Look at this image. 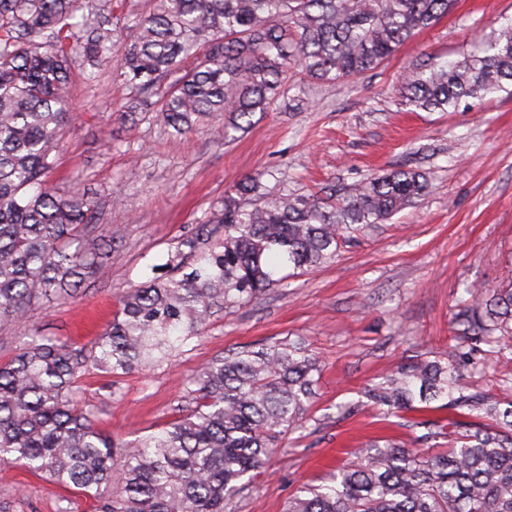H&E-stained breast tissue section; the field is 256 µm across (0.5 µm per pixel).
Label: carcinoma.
<instances>
[{
    "label": "carcinoma",
    "mask_w": 512,
    "mask_h": 512,
    "mask_svg": "<svg viewBox=\"0 0 512 512\" xmlns=\"http://www.w3.org/2000/svg\"><path fill=\"white\" fill-rule=\"evenodd\" d=\"M453 4L151 0L118 49L117 78L141 94L124 113L177 135L223 114L243 130L294 80L374 70ZM85 9L84 0H0V322L21 321L39 300L76 297L112 255V233L94 234V201L48 180L69 121L74 58L82 55L92 83L114 47L110 17ZM498 92L512 94V23L451 65L406 67L398 87L402 106L425 112ZM427 189L405 169L326 198L271 193L261 175L246 178L168 251L165 275L122 292L93 347L31 333L0 364V461L77 489L97 512H226L281 437L304 426L314 354L281 340L215 358L192 380L195 408L134 440L99 429L77 404L76 384L93 370L115 376L171 362L214 313L333 262L356 233ZM468 294L453 318L462 342L448 357L405 364L364 391L390 414L434 402L457 413L446 424H410L425 429L416 441L446 437L448 450L377 440L329 483L300 489L286 512H512V370L495 376L499 397L470 383L485 347H512V287Z\"/></svg>",
    "instance_id": "1"
}]
</instances>
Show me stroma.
Listing matches in <instances>:
<instances>
[{
  "mask_svg": "<svg viewBox=\"0 0 512 512\" xmlns=\"http://www.w3.org/2000/svg\"><path fill=\"white\" fill-rule=\"evenodd\" d=\"M512 22V0H455L433 26L375 70L335 84L303 82L249 128L224 138V120L183 137L131 124V90L104 65L75 80L70 123L50 180L96 203L98 231L116 244L106 277L73 299L31 304L0 327V363L28 331L92 345L122 289L162 275L179 238L211 202L261 175L272 190L329 195L394 169L425 174L429 192L359 233L334 263L211 318L171 364L109 377L86 374L76 391L99 428L145 436L195 406L191 378L212 359L287 340L321 364L304 428L287 434L268 465L237 494L231 512H284L306 484L327 481L367 443L412 441L403 419L368 402L367 384L398 365L446 355L466 288L512 283V96L500 92L456 112H411L397 94L412 64L457 61ZM91 500L46 478L0 467V512H92Z\"/></svg>",
  "mask_w": 512,
  "mask_h": 512,
  "instance_id": "35a3bbf8",
  "label": "stroma"
}]
</instances>
